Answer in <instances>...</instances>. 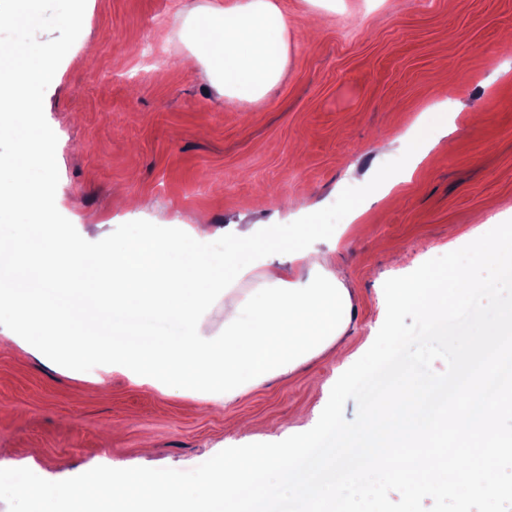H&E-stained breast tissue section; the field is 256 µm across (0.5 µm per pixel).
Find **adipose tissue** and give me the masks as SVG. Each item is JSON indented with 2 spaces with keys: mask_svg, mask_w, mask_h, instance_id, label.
Masks as SVG:
<instances>
[{
  "mask_svg": "<svg viewBox=\"0 0 512 512\" xmlns=\"http://www.w3.org/2000/svg\"><path fill=\"white\" fill-rule=\"evenodd\" d=\"M190 31L187 63L203 65L224 96L256 101L280 81L288 62V17L275 0H235L208 7L185 0L178 16ZM56 73L38 62L29 45H0V127L25 113L28 125L16 154L0 159L12 178L0 181V220L13 209L35 217L40 246L29 239L0 240V315L6 335L32 351V327L49 329L63 347L78 342L112 358L137 385L160 378L221 388L225 400L294 373L330 351L347 332L352 296L315 216L300 224H229L224 251L204 247L209 232L184 224L170 236L130 239L119 245L89 241L83 228L50 223L53 183L29 184L26 174L46 159L36 144L41 88ZM444 112L422 113L417 136L377 144L380 154L407 150L426 157L433 132L447 129ZM181 253L173 262L171 253ZM246 296H239L242 286ZM224 299V328L214 330L209 308ZM151 313L179 322L177 336L145 334L138 320Z\"/></svg>",
  "mask_w": 512,
  "mask_h": 512,
  "instance_id": "1",
  "label": "adipose tissue"
}]
</instances>
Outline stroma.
Masks as SVG:
<instances>
[{
	"label": "stroma",
	"instance_id": "1",
	"mask_svg": "<svg viewBox=\"0 0 512 512\" xmlns=\"http://www.w3.org/2000/svg\"><path fill=\"white\" fill-rule=\"evenodd\" d=\"M182 2L42 0L36 26H0V44L34 46L58 74L41 91L47 165L27 178L56 184L53 223L117 242L203 219L220 252L225 225L317 211L344 243L353 320L340 345L356 362L385 320L386 280L512 219V0H277L288 65L258 101L181 66ZM439 84L448 132L429 157L411 171L403 154L379 155ZM356 199L366 212L346 234ZM106 365L88 348L60 354L47 331L31 354L0 334V462L33 458L49 481L100 465L188 471L310 430L345 371L325 354L228 404L175 379L149 391Z\"/></svg>",
	"mask_w": 512,
	"mask_h": 512
}]
</instances>
